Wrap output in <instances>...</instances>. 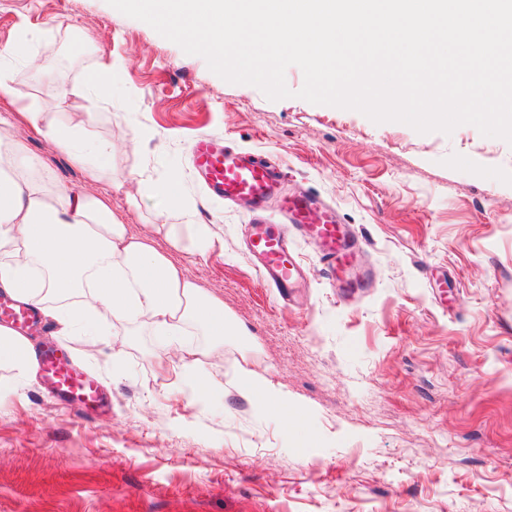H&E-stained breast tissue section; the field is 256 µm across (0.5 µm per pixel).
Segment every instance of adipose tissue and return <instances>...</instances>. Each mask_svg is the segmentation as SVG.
Here are the masks:
<instances>
[{
    "label": "adipose tissue",
    "mask_w": 512,
    "mask_h": 512,
    "mask_svg": "<svg viewBox=\"0 0 512 512\" xmlns=\"http://www.w3.org/2000/svg\"><path fill=\"white\" fill-rule=\"evenodd\" d=\"M19 124L67 154L91 183L109 168L113 154L107 144L83 141L74 121L49 122L31 107L0 117V291L39 307L60 336H104L117 323L151 327L178 346L180 375L173 389L185 385L191 397H207L213 384L200 363L223 352L235 333L224 320L223 302L204 294L150 237L129 233L108 201L50 182L24 141L13 136ZM162 193L166 207L156 232L172 244L188 237L208 250L214 238L184 205L178 179H169ZM73 290L77 298L62 303V294ZM188 326L202 329L208 344L181 342ZM0 363L35 377L34 342L0 325Z\"/></svg>",
    "instance_id": "obj_1"
}]
</instances>
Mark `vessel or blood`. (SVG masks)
<instances>
[{
  "label": "vessel or blood",
  "instance_id": "1",
  "mask_svg": "<svg viewBox=\"0 0 512 512\" xmlns=\"http://www.w3.org/2000/svg\"><path fill=\"white\" fill-rule=\"evenodd\" d=\"M190 161L208 191L225 200H244L260 211L272 196H279L283 223L251 224L246 250L251 265L283 300L291 299L292 287L303 276V267L290 247L294 234L317 246L325 273L337 287L352 288L348 270L357 240L348 225L337 222L336 212L329 204L313 195L281 194L284 175L279 166L244 154L208 134L193 139ZM0 321L25 330L37 324L38 311L0 295ZM40 364L45 382L59 396L90 410L100 407L102 394L97 383L76 368L65 350L56 345L44 348Z\"/></svg>",
  "mask_w": 512,
  "mask_h": 512
}]
</instances>
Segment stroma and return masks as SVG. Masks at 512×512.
Wrapping results in <instances>:
<instances>
[{"label": "stroma", "instance_id": "stroma-1", "mask_svg": "<svg viewBox=\"0 0 512 512\" xmlns=\"http://www.w3.org/2000/svg\"><path fill=\"white\" fill-rule=\"evenodd\" d=\"M38 31L12 62L19 105L48 119L81 114L111 142L112 167L81 171L25 127L30 157L54 182L107 198L134 235L180 262L224 303L237 336L205 403L170 390L179 352L144 325L118 324L92 351L60 337L95 378L86 417L38 380L0 366V512H512V145L471 125L421 134L354 110L268 100L231 84L107 0H0V49ZM85 46L53 80L33 62ZM107 95L86 84L100 55ZM206 133L273 155L290 187L330 201L364 245L367 288H330L311 271L283 303L249 264L242 205L209 197L189 149ZM178 177L216 243L173 248L154 234L165 201L144 183ZM286 395L306 427H288L242 388L246 372Z\"/></svg>", "mask_w": 512, "mask_h": 512}]
</instances>
